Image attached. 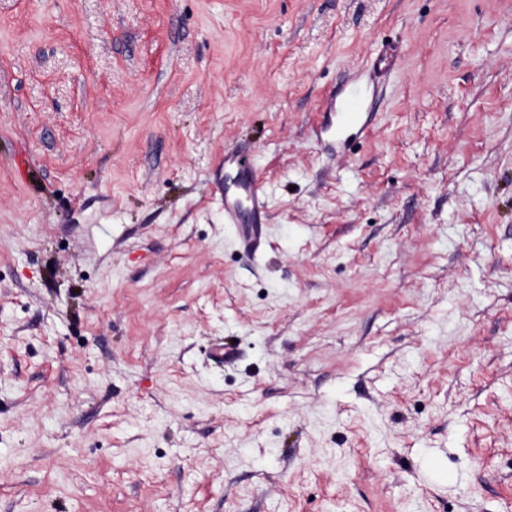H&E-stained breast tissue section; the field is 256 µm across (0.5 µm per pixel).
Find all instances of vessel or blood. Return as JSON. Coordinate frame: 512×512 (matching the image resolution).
Masks as SVG:
<instances>
[{
    "instance_id": "1",
    "label": "vessel or blood",
    "mask_w": 512,
    "mask_h": 512,
    "mask_svg": "<svg viewBox=\"0 0 512 512\" xmlns=\"http://www.w3.org/2000/svg\"><path fill=\"white\" fill-rule=\"evenodd\" d=\"M399 56L396 43L383 45L372 62L377 75H385ZM328 117L321 125V134L334 139L340 149H349L352 142L368 129L364 98L357 88H350L340 97L327 100ZM264 208L263 184L246 154L228 152L224 155V221L235 225L237 242L251 253L263 245L259 216Z\"/></svg>"
}]
</instances>
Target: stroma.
I'll return each instance as SVG.
<instances>
[{
	"label": "stroma",
	"mask_w": 512,
	"mask_h": 512,
	"mask_svg": "<svg viewBox=\"0 0 512 512\" xmlns=\"http://www.w3.org/2000/svg\"><path fill=\"white\" fill-rule=\"evenodd\" d=\"M0 512H512V0H0ZM399 56V46L393 42L383 45L376 58L372 62V69L379 75L389 73L394 67ZM328 118L320 126L316 137L328 135L345 151L352 142L368 129V112H364V98L356 87L345 91L338 99L332 96L326 101ZM263 208V184L249 157L224 152V221L236 226L237 243L253 255L263 246L259 219Z\"/></svg>",
	"instance_id": "35a3bbf8"
}]
</instances>
